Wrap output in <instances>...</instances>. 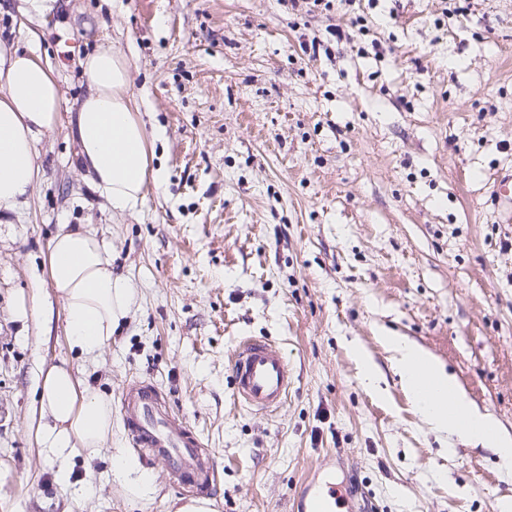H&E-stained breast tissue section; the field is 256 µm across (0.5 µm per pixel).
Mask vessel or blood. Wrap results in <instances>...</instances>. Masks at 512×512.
<instances>
[{"instance_id": "obj_1", "label": "vessel or blood", "mask_w": 512, "mask_h": 512, "mask_svg": "<svg viewBox=\"0 0 512 512\" xmlns=\"http://www.w3.org/2000/svg\"><path fill=\"white\" fill-rule=\"evenodd\" d=\"M494 196L505 205L504 221L511 224L512 171L496 176ZM232 379L236 397L249 407L275 408L288 390V364L277 346L252 338L232 358ZM121 411L135 447L144 449L149 459L166 462L180 484L201 489L213 481L214 455L204 453L191 430L170 415L153 385L130 384L122 394ZM296 508L298 512H361L349 486L324 468L303 484Z\"/></svg>"}]
</instances>
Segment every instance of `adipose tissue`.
Masks as SVG:
<instances>
[{
	"label": "adipose tissue",
	"instance_id": "obj_1",
	"mask_svg": "<svg viewBox=\"0 0 512 512\" xmlns=\"http://www.w3.org/2000/svg\"><path fill=\"white\" fill-rule=\"evenodd\" d=\"M88 90L73 120L78 165L113 210L134 209L153 170L154 150L130 90V62L111 42L97 44L81 61ZM62 94L52 70L33 51L0 41V210L26 202L40 179L38 135L57 125ZM50 284L66 312L70 348L89 353L108 344L138 303L127 281L112 271L106 244L86 229L61 225L49 244ZM387 344L414 408L435 429L493 449L512 472V438L493 418L473 408L452 376L430 355L398 336ZM47 417L38 436L60 458L56 481H69L67 459L101 448L112 435V405L82 388L67 364L51 366L41 390ZM112 479L136 499L148 497L153 480L123 449L112 451Z\"/></svg>",
	"mask_w": 512,
	"mask_h": 512
}]
</instances>
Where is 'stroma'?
Here are the masks:
<instances>
[{"label":"stroma","instance_id":"obj_1","mask_svg":"<svg viewBox=\"0 0 512 512\" xmlns=\"http://www.w3.org/2000/svg\"><path fill=\"white\" fill-rule=\"evenodd\" d=\"M316 38L329 52L313 58ZM105 39L131 62L162 174L123 213L78 169L71 123L80 61ZM0 40L34 48L63 96L36 144L40 181L0 213V512H171L192 497L161 461L140 464L148 499L112 480V449L139 454L119 406L135 382L213 451L216 512H291L329 459L366 512L512 498L492 450L413 409L382 341L432 355L512 435V224L492 194L512 168V0H53L42 15L0 0ZM63 224L96 233L139 298L88 355L70 350L49 282ZM23 296L36 312L21 321ZM251 337L288 363L267 413L233 391L232 354ZM61 362L113 404L111 439L71 458L65 489L37 436Z\"/></svg>","mask_w":512,"mask_h":512}]
</instances>
